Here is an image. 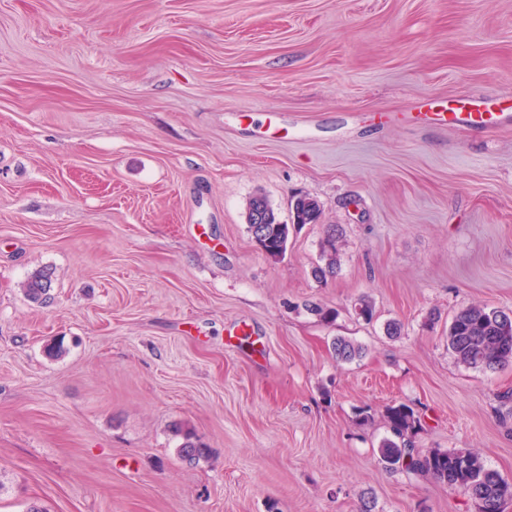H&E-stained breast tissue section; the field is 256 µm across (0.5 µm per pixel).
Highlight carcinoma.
I'll return each instance as SVG.
<instances>
[{
    "instance_id": "obj_1",
    "label": "carcinoma",
    "mask_w": 512,
    "mask_h": 512,
    "mask_svg": "<svg viewBox=\"0 0 512 512\" xmlns=\"http://www.w3.org/2000/svg\"><path fill=\"white\" fill-rule=\"evenodd\" d=\"M261 202L270 214L262 225L261 234L255 238L259 249L270 258L282 257L287 249L289 226L281 223L265 196H252L245 216ZM319 202L301 196L293 205V224H314L320 216ZM342 233L336 226H329L320 243L322 264L313 270L318 279L333 277L339 268ZM52 285L48 270L35 272L27 281L25 292L29 299L40 302L47 299ZM336 360L349 362L360 356V346L344 337L333 342ZM448 350L457 362L479 371L493 372L512 365V315L484 304H470L460 308L448 326ZM390 436L383 439L378 455L385 468L404 470L439 483L460 488L471 497L482 500V512H497L498 502L512 500V482L506 481L498 471L485 466L481 457L471 451L415 448L414 436L419 429V419L414 410L404 404L391 406L386 412ZM206 454V449L185 437L180 448L181 459L192 464Z\"/></svg>"
}]
</instances>
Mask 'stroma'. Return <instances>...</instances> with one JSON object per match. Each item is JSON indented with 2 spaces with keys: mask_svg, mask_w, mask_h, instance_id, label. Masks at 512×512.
Wrapping results in <instances>:
<instances>
[{
  "mask_svg": "<svg viewBox=\"0 0 512 512\" xmlns=\"http://www.w3.org/2000/svg\"><path fill=\"white\" fill-rule=\"evenodd\" d=\"M470 97L512 113V0H0V512H475L379 463L399 403L512 482V366L448 351L512 311V124L410 118ZM256 194L321 221L269 258ZM319 202L309 196H301L293 205V225L316 224L320 216ZM342 233L335 225H329L320 243V255L323 262L314 268V276L318 279L333 277L339 268V256L342 248ZM52 285V274L48 270L35 272L27 281L25 292L34 302L45 301ZM448 350L457 362L483 372L512 365V312L484 304L461 307L448 326Z\"/></svg>",
  "mask_w": 512,
  "mask_h": 512,
  "instance_id": "35a3bbf8",
  "label": "stroma"
}]
</instances>
